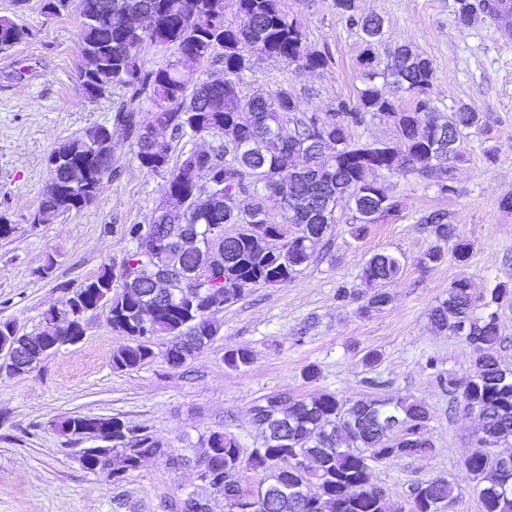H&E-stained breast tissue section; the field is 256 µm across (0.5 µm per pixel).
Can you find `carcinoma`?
Masks as SVG:
<instances>
[{"label": "carcinoma", "instance_id": "1", "mask_svg": "<svg viewBox=\"0 0 512 512\" xmlns=\"http://www.w3.org/2000/svg\"><path fill=\"white\" fill-rule=\"evenodd\" d=\"M236 6L239 21L234 22L224 18V0H44L46 14L71 10L79 19V83L85 96L98 99L119 86L125 90V99L114 110L111 125H97L50 153L49 158L63 163L49 167L32 223L51 224L95 201L104 176L112 172V159L94 154V146L105 139L112 125L126 132L142 169L168 170L166 187L191 192V185L180 181L179 175L194 168L202 181L200 189L222 199L215 209L191 202L181 214L158 209L150 223L126 225L124 235L132 247L119 271L105 266L69 292L67 302L81 298L91 304L99 299L96 289L111 290L104 306L107 323L129 339V344L112 353V369L117 371L135 370L155 356L149 339L136 332L139 310L148 301L157 305L150 335L172 337L171 347L164 350L166 362L183 365L188 349H200L217 336L214 315L242 299L247 293L242 283L250 282L255 288L283 285L310 261V250L286 245L290 236L285 225H293L310 247L326 238L343 204L350 209L352 234L360 236L367 225L393 215L399 207L397 201L372 190L373 173L417 174L446 190L448 170L433 166L432 153L450 141L460 143L464 131L481 122L480 113L469 109L444 118L434 112L427 99L432 63L407 45L394 49L386 72H375L370 51L383 34V22L377 16L356 17L355 0H336V9L360 26L367 44L361 59L365 87L358 90L353 107L319 118L315 126L286 89L265 99L247 97L240 85L253 53L299 71L320 70L329 64V57L308 47L302 23L288 16L282 0H236ZM487 9L485 2L460 0L458 18L469 25ZM26 36L27 30L17 22L0 17V50L12 48ZM148 44L172 50L173 58L146 67L142 51ZM187 53L200 66L219 62L222 68L187 71L182 67ZM392 88L406 94L413 105L403 106L390 92ZM276 110L293 125V138L276 137L268 120ZM383 112L394 118L396 142L379 145L352 138V126ZM146 125L169 130L179 139L211 135L219 144L206 152H185L173 164L168 145L152 147ZM323 134L341 143L336 155L314 149V138ZM265 193L284 200L285 223L269 222L262 204ZM422 223L437 240L453 242L455 261L467 264L469 244L444 213L434 211ZM224 224H235L238 230L217 247L203 243L187 248L181 243L184 236L205 238L211 227ZM149 235L168 243L170 274L217 269V279L201 283L208 312L200 314L199 323H189L175 301H159L170 295L164 283L153 281L142 287L133 281L121 282L128 272L158 266L152 258L142 257L140 244ZM402 268L401 258L391 252H377L367 259L361 280L374 291L359 304L361 315L376 314L391 302L379 285L396 278ZM511 297L512 287L500 282L488 291L485 306ZM430 319L438 329L463 337L473 356L471 373L462 380L448 378V391L465 412L478 413L481 445L474 447L464 467L482 486L481 512H512V455L492 459L486 452L490 446L512 440V368L498 359L501 334L496 313L474 316L471 280L463 275L431 309ZM50 341L63 347L67 339L49 312L35 336L20 332L11 320L0 321V348L6 351H20L37 363ZM251 361L246 348L225 356V363L235 369ZM253 412L265 426L261 447L248 450L232 434L212 431L203 440L198 459L228 501L246 497L241 487L229 481L230 473L264 472L260 493L252 496L251 507L244 512H388L384 498L372 490V464L423 456L433 448L426 432L429 411L405 397L341 400L325 393L305 400L278 395L255 405ZM108 424L113 433L122 431L127 437L115 449L116 456L125 458L124 473L136 470L141 458L164 454L163 443L149 429L117 418L69 417L59 429L82 439ZM313 482L317 490L306 496L283 493ZM456 498L455 486L443 477L419 481L410 492V512H448Z\"/></svg>", "mask_w": 512, "mask_h": 512}]
</instances>
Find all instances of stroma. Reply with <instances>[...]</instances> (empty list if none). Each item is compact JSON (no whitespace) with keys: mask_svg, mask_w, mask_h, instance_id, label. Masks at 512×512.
<instances>
[{"mask_svg":"<svg viewBox=\"0 0 512 512\" xmlns=\"http://www.w3.org/2000/svg\"><path fill=\"white\" fill-rule=\"evenodd\" d=\"M43 3L0 0V16L31 32L0 51V214L11 226L0 238V321H15L28 334L38 331L46 312L65 318L70 289L102 266H120L129 248L123 225L148 223L168 203L167 172L139 168L117 130L115 170L95 202L51 224L31 223L50 152L108 124L124 96L119 87L95 100L83 96L78 17L48 16ZM282 6L302 23L308 46L330 62L299 73L253 56L243 94L285 89L303 110L323 116L355 102L364 50H371L381 72L397 45H409L432 63L428 96L440 113L467 107L482 116L446 163L452 191L416 175L376 174L399 202L397 215L356 237L348 210L339 207L327 242L314 246L309 263L288 284L252 289L225 307L216 316L218 335L180 367L158 355L137 370H113L112 353L128 339L110 328L105 310L88 312L79 343L44 356L26 374L0 375V512H176V501L188 492L213 512H225L222 497L198 478L201 439L222 430L242 447H256L261 429L253 420L255 405L277 394L307 400L323 393L343 400L404 396L428 409L432 452L372 466V483L391 512H409L411 485L435 477L454 483L453 512H481L464 470L477 420L453 408L447 382L470 374L472 356L462 337L433 328L429 312L463 273L478 298L496 283L512 285V210L500 206L512 195V43H503L491 20L460 24L459 0H356L357 14L383 21V36L371 47L334 0H282ZM433 211L445 213L468 242L467 267L456 263L451 243H437L422 224ZM435 247L443 259L424 263ZM380 251L400 255L404 269L385 286L390 304L365 318L356 303L336 293L362 289L361 268ZM242 347L251 351V364L228 367L227 352ZM373 349L381 360L371 371L362 358ZM312 364L319 369L314 381L304 376ZM75 415L147 427L166 453L147 458L119 481L88 470L73 440L53 428Z\"/></svg>","mask_w":512,"mask_h":512,"instance_id":"1","label":"stroma"}]
</instances>
